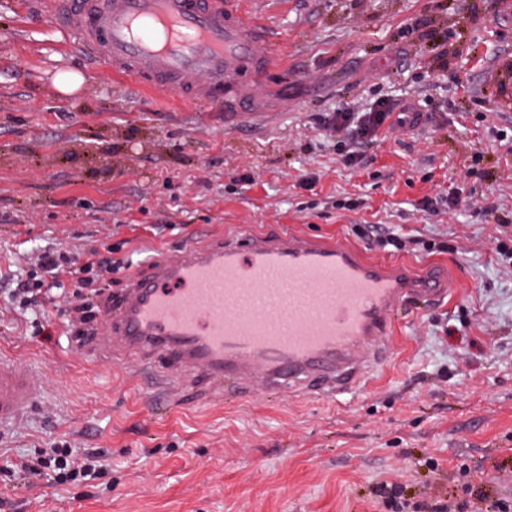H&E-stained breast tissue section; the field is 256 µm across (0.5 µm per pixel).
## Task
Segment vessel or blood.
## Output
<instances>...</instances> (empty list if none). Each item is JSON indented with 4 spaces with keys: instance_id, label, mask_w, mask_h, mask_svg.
I'll return each mask as SVG.
<instances>
[{
    "instance_id": "obj_1",
    "label": "vessel or blood",
    "mask_w": 512,
    "mask_h": 512,
    "mask_svg": "<svg viewBox=\"0 0 512 512\" xmlns=\"http://www.w3.org/2000/svg\"><path fill=\"white\" fill-rule=\"evenodd\" d=\"M52 19L113 78L196 104L276 65L265 27L241 17L236 0H59ZM249 102L240 91L225 120L262 118ZM449 278L442 265L373 257L341 240L246 233L151 256L106 307L101 331L169 401L180 389L161 369L176 365L239 399L262 389L336 403L390 361L395 313L440 304ZM43 393L40 367L0 352V430Z\"/></svg>"
}]
</instances>
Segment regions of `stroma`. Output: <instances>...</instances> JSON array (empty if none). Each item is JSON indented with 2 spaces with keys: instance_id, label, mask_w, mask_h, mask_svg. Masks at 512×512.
<instances>
[{
  "instance_id": "stroma-1",
  "label": "stroma",
  "mask_w": 512,
  "mask_h": 512,
  "mask_svg": "<svg viewBox=\"0 0 512 512\" xmlns=\"http://www.w3.org/2000/svg\"><path fill=\"white\" fill-rule=\"evenodd\" d=\"M54 3L0 0V272L19 274L45 245L138 264L239 229L351 242L354 225L388 224L409 238L402 259L448 267L451 294L402 311L394 358L350 403L189 389L159 412L105 344L76 346L58 312L30 337L0 281V349L45 373L41 402L0 436V501L377 512L383 480L414 501H455L465 480L512 495V267L496 252L512 217V0H238L277 67L253 86L268 118L230 127L220 108L114 80L52 27ZM68 69L84 82L63 95L54 80ZM381 98L415 102L423 127L343 166L317 116ZM456 189L492 215L419 206ZM355 198L362 207L344 209ZM61 435L109 454L102 488L62 492L16 471Z\"/></svg>"
}]
</instances>
